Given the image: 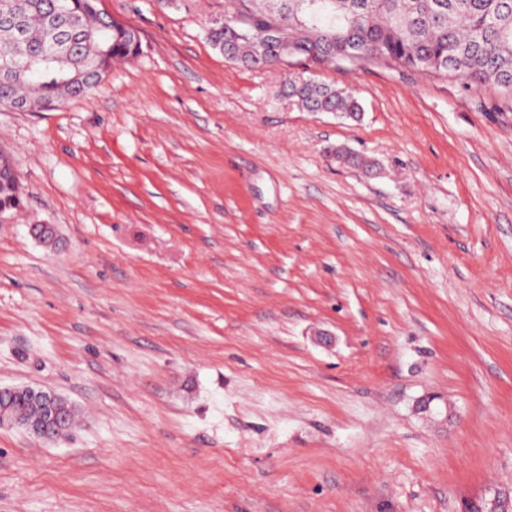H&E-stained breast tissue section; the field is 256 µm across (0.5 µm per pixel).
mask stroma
I'll return each instance as SVG.
<instances>
[{
	"instance_id": "stroma-1",
	"label": "stroma",
	"mask_w": 512,
	"mask_h": 512,
	"mask_svg": "<svg viewBox=\"0 0 512 512\" xmlns=\"http://www.w3.org/2000/svg\"><path fill=\"white\" fill-rule=\"evenodd\" d=\"M137 30L86 96L0 106V512H462L512 490V106L416 71L213 48L228 0ZM344 88L359 120L282 93ZM345 148L376 172L341 162ZM52 225V245L31 228ZM13 158L0 155V207L15 208L20 205L19 185ZM22 389L26 391L36 408V415L25 421L6 420L2 415L1 399L6 397L11 391ZM70 409L67 404L55 393L35 389L32 387L0 388V426L9 425L24 429L35 436L52 440L66 432L69 427Z\"/></svg>"
}]
</instances>
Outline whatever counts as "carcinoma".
Returning a JSON list of instances; mask_svg holds the SVG:
<instances>
[{
    "mask_svg": "<svg viewBox=\"0 0 512 512\" xmlns=\"http://www.w3.org/2000/svg\"><path fill=\"white\" fill-rule=\"evenodd\" d=\"M21 29L0 23V52L37 57L56 45L59 60L38 79L18 76L0 88V105L24 98L33 110L86 94L66 78L91 71L102 52L112 59L137 54L138 44L98 8V0H16ZM233 16L209 40L224 58L249 67L274 64L279 49L318 67L361 70L384 63L458 83L466 90L495 87L512 101V0H231ZM277 29L285 45L269 43ZM308 112L333 111L359 119L354 95L311 79L288 81ZM21 203L13 158L0 155V207Z\"/></svg>",
    "mask_w": 512,
    "mask_h": 512,
    "instance_id": "carcinoma-1",
    "label": "carcinoma"
}]
</instances>
